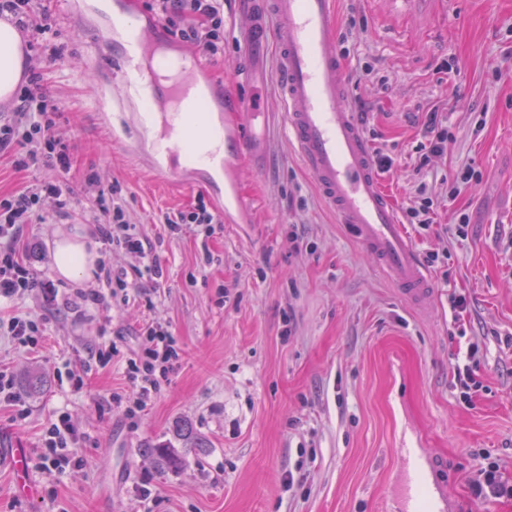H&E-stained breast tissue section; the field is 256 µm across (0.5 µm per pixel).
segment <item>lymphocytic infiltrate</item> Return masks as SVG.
Listing matches in <instances>:
<instances>
[{
    "mask_svg": "<svg viewBox=\"0 0 512 512\" xmlns=\"http://www.w3.org/2000/svg\"><path fill=\"white\" fill-rule=\"evenodd\" d=\"M150 9L171 36L189 44L202 56L223 55L224 0H151ZM7 13L13 14L16 26L28 33L44 57L60 60L55 32L38 0H0V16ZM2 150L16 153L18 168H46L53 173L51 179L36 181L0 203V299H14L34 288L28 268L14 248L20 226L43 223L44 216L37 209L41 197L55 198L63 209L71 204L62 178L72 168V153L69 146L56 137L44 100L33 87L22 88L11 118L0 124ZM97 194L112 198L111 206L103 210L105 222L98 227L104 245L133 255L143 261L146 272L161 278L163 272L153 260V246L127 220L117 187H98ZM139 337L141 350L136 359L130 360L128 375L134 385L133 407L141 411L157 393L155 372H169L177 352L167 324L158 319L145 321ZM80 440L69 415L58 414L42 434L36 453L38 470L63 472L71 462L69 456L63 455V448L78 447Z\"/></svg>",
    "mask_w": 512,
    "mask_h": 512,
    "instance_id": "1",
    "label": "lymphocytic infiltrate"
}]
</instances>
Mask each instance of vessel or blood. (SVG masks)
Returning a JSON list of instances; mask_svg holds the SVG:
<instances>
[{"label": "vessel or blood", "mask_w": 512, "mask_h": 512, "mask_svg": "<svg viewBox=\"0 0 512 512\" xmlns=\"http://www.w3.org/2000/svg\"><path fill=\"white\" fill-rule=\"evenodd\" d=\"M234 14L245 19L239 34L242 69L232 86L213 82L209 64L160 42L148 26L127 21L125 0H114L100 31L116 40L122 65L119 81L148 90L149 111L134 115L143 130L157 132L148 165L157 175L181 181L189 160L206 152L204 171L224 186V217L244 223L250 208L238 182L241 161L260 169L269 147L257 91L277 74L288 137L321 196L339 223L393 280L402 298L428 310L430 276L400 222L393 194L384 185L368 140L346 105L348 85L334 37L337 0H233ZM274 69H267V59ZM406 481L405 512H447L448 503L433 479L423 449H398ZM17 490L28 496L26 456L11 452Z\"/></svg>", "instance_id": "vessel-or-blood-1"}]
</instances>
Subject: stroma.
Returning a JSON list of instances; mask_svg holds the SVG:
<instances>
[{
	"mask_svg": "<svg viewBox=\"0 0 512 512\" xmlns=\"http://www.w3.org/2000/svg\"><path fill=\"white\" fill-rule=\"evenodd\" d=\"M43 4L63 55L50 65L31 47L27 67L40 73L56 133L71 146L72 204L41 199L44 223L23 225L15 244L51 294L0 306L45 327L33 347L0 335V362L27 407L22 420L0 407V512H385L404 497L396 450L410 440L433 458L453 512H512V497L482 503L470 493L488 460L512 484V0H339L348 105L372 150L394 160L382 179L400 208L422 191L434 202L431 229L407 228L433 277L424 312L338 224L288 141L272 82L268 163L241 168L251 223L169 233L166 214L200 200L217 211L219 199L201 175L175 190L134 156L124 90L113 89L112 121H102L101 81L119 62L98 41L96 0ZM435 108L448 140L423 167L417 147ZM471 162L479 177L451 191ZM90 172L118 185L163 271L157 286L137 274L135 258L101 253L137 284L104 308L76 301L97 287L95 271L70 281L53 263L55 239L95 234L102 221ZM454 293L468 301L458 318ZM149 318L168 324L180 364L131 418L127 360ZM109 341L117 352L103 366L95 352ZM471 352L480 386L466 401L453 367ZM36 377L45 385L33 393ZM101 398L110 410L98 411ZM59 411L81 436L80 461L61 475L33 471L37 492L22 496L7 451L38 448ZM148 446L179 464L143 455Z\"/></svg>",
	"mask_w": 512,
	"mask_h": 512,
	"instance_id": "35a3bbf8",
	"label": "stroma"
}]
</instances>
